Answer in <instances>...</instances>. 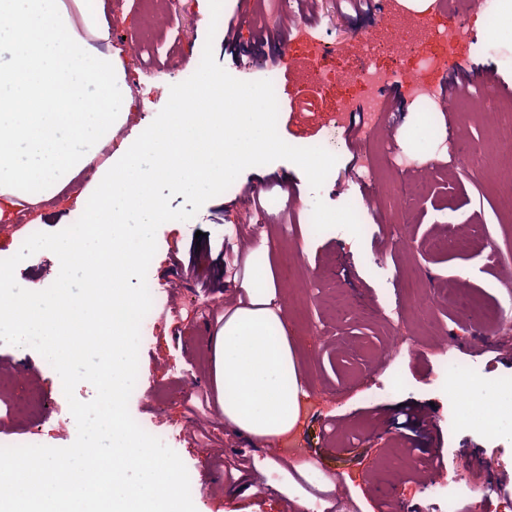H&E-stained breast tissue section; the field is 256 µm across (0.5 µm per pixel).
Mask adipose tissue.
<instances>
[{"mask_svg":"<svg viewBox=\"0 0 512 512\" xmlns=\"http://www.w3.org/2000/svg\"><path fill=\"white\" fill-rule=\"evenodd\" d=\"M109 40L105 0H0V213L40 205L85 177L81 211L62 218L80 238L61 253L64 271L97 250L92 215L118 197L119 174L108 162L94 166L92 151L128 116L115 109L119 62ZM242 286L244 300L214 332L209 375L225 426L277 447L298 426L308 382L267 243L248 252ZM262 470L279 474L272 489L286 512L335 505V478L309 460L269 457Z\"/></svg>","mask_w":512,"mask_h":512,"instance_id":"adipose-tissue-1","label":"adipose tissue"}]
</instances>
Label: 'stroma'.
I'll return each mask as SVG.
<instances>
[{
    "instance_id": "35a3bbf8",
    "label": "stroma",
    "mask_w": 512,
    "mask_h": 512,
    "mask_svg": "<svg viewBox=\"0 0 512 512\" xmlns=\"http://www.w3.org/2000/svg\"><path fill=\"white\" fill-rule=\"evenodd\" d=\"M112 50L123 83L115 100L133 99L128 120L98 161L121 152L166 105L171 85L198 68L210 24L197 0H108ZM314 22L325 39L381 25L378 9L357 12L347 0H296L278 14L267 5L224 0L213 43L217 62L243 81L273 80L277 130L297 147L330 148L337 162L320 191L294 163L276 160L244 170L222 194L188 221H169L156 233L147 271L150 323L140 327L141 376L129 398L133 419L173 449L185 464L197 512H284L277 496L238 493L224 484L242 460L268 456L266 448L227 429L207 372L209 337L224 309L240 294L242 276L227 278L220 249L246 251L267 242L309 398L295 432L279 451L311 459L334 476L344 512H496L512 501V415L496 412L512 396V219L496 206L512 180V157L483 156L471 174L456 172L461 140L479 146L495 131L490 112L436 114L439 129L428 149L384 136L422 122L428 102L407 100L404 114L385 113L380 134L350 143L336 127L338 100L357 98L352 86L325 87L309 79L299 24ZM235 28L249 43L269 32L274 58L241 70L224 36ZM467 75L495 79V92L512 101V34L485 40L471 31L457 58ZM412 166L398 171L393 156ZM433 167L422 178L419 164ZM372 165L371 178L361 176ZM259 191L253 205L250 191ZM353 216L363 229L351 235ZM320 223L311 248L303 227ZM191 263L183 280L173 260ZM59 260L41 250L20 263L23 288H48ZM401 315L409 346L384 354ZM474 375H467V367ZM52 366L31 348L0 343V445L66 447L77 436L68 403L58 401ZM39 410H30V397ZM410 408L425 420L415 433L397 423ZM441 453L431 469L412 447Z\"/></svg>"
}]
</instances>
